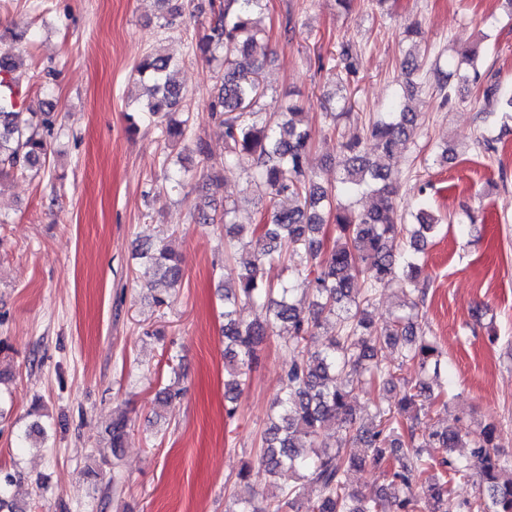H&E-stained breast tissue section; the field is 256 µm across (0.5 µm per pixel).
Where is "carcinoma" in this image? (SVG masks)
Listing matches in <instances>:
<instances>
[{"label":"carcinoma","mask_w":512,"mask_h":512,"mask_svg":"<svg viewBox=\"0 0 512 512\" xmlns=\"http://www.w3.org/2000/svg\"><path fill=\"white\" fill-rule=\"evenodd\" d=\"M160 15L169 20L183 16L181 0H155ZM264 0H208L212 22L198 32L194 53L220 62L223 74L208 102L210 117L224 124L227 150L222 172L239 171L263 182L272 211L259 219L253 259L239 268L230 288H224L225 398L234 403L249 372L258 362L259 346L280 326H288V356L283 391L276 400L275 416L262 437L258 461L268 475L278 478L284 470L296 474L298 484L263 496L247 481L248 468L238 473L228 496L226 512H512V457L497 452V425L488 423L465 441L454 429L430 424L435 401L427 395L429 383L415 384L399 377L405 366H417L439 380L448 374L434 337L427 335L419 317L428 288L421 281L420 255L433 236L438 220L420 200L415 223L400 224L396 191L389 182L383 160L413 140L419 126L410 101L419 88L418 57L407 53L400 61L403 81L385 111L341 144L342 158L336 184L326 185L309 166L312 129L303 123V107L294 102L280 106L267 117L259 105L265 92L260 82L264 29L259 14ZM23 35L0 33V185L17 177L41 173L51 149L56 116L50 111L16 109L23 59L7 44ZM339 63L347 82L359 74L361 50L349 40L339 44ZM465 68L447 75L439 86L442 104L455 101L457 87L476 90L482 111L512 121V93L492 73L482 68L476 51L462 52ZM173 58L160 51L143 56L135 66L138 80L147 89L138 114L158 126L165 143L176 148L187 140L191 113L175 84ZM351 97L325 100V117L332 125L350 117ZM368 193L372 207L356 209L349 199ZM236 203L224 205V256H232L233 240L244 231L236 224ZM336 226L332 248L324 247L328 220ZM406 241L397 252L393 242ZM138 258L154 269L165 288L154 296L166 303L163 293L179 287V255L168 245L138 248ZM288 266V278L271 281L268 270ZM307 281L312 300L296 297L295 283ZM401 289L398 315L379 327L368 315L377 294L394 285ZM247 304L255 318H236L237 307ZM328 329L321 347L308 343L319 329ZM393 349L394 361L385 362L382 350ZM372 387L385 401L374 404L367 422H357L350 398L357 388ZM182 390L160 389L154 398L168 408ZM343 424L340 445L320 444L318 439L331 422ZM128 432L126 416L112 419L107 431L108 449L117 460ZM354 444L363 455L346 452ZM466 444L469 455L436 461L428 448H458ZM110 459V460H112ZM101 464L83 471L86 481H98ZM382 470L386 485L374 496L363 495L348 483L350 471L365 462ZM475 481L481 493L473 499L453 500V487ZM13 475L0 477V512H27L25 506L5 499ZM317 489L313 500L302 489Z\"/></svg>","instance_id":"cac0c4a2"}]
</instances>
